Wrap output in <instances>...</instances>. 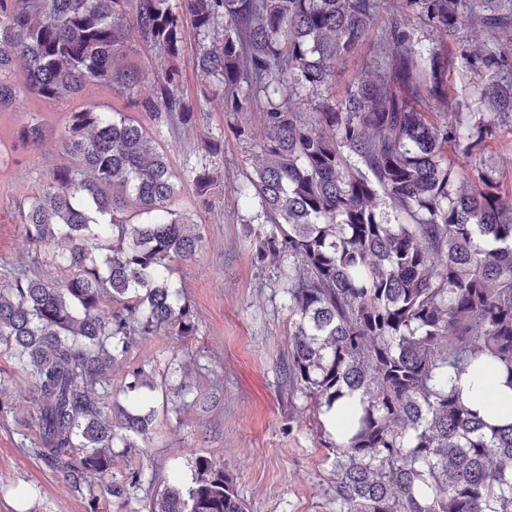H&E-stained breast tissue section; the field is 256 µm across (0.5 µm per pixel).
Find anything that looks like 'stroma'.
<instances>
[{
    "mask_svg": "<svg viewBox=\"0 0 512 512\" xmlns=\"http://www.w3.org/2000/svg\"><path fill=\"white\" fill-rule=\"evenodd\" d=\"M381 28L373 24L367 45L338 62L329 90L305 96L301 111H314L326 96H344ZM125 62L141 76L127 96L94 84L77 100L37 101L23 92L10 110L0 112V154L7 159L0 168V268L30 266L35 255L18 205L64 163L58 138L65 114L116 109L140 117L137 101L153 92L160 60L154 50L137 45ZM26 112L49 119L46 145L28 146L19 139L20 116ZM154 136L180 191L174 207L190 215L204 238L194 259L171 264V280L183 290L197 333L133 335L128 351L112 366L113 402L126 407L139 398L141 412H153L154 420L137 449H115L111 471L93 481L100 494L92 505L30 453L35 439L27 425L31 382L0 343V512H146L158 491L192 484L200 457L223 463L249 512H336L335 457L303 414L305 397L288 382L295 327L276 287L279 267L254 262L245 222L255 207L238 199L230 184L250 170L263 127L253 118L247 133L237 135L232 114L212 102L203 104L192 127L176 133L163 127ZM211 140L222 143V154L208 153L205 145ZM201 168L219 180L203 198L196 196L190 179L191 171ZM139 371L143 384L128 393ZM135 472L141 475L136 484L131 481ZM111 483L125 486V497L103 495Z\"/></svg>",
    "mask_w": 512,
    "mask_h": 512,
    "instance_id": "35a3bbf8",
    "label": "stroma"
}]
</instances>
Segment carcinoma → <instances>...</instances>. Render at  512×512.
Here are the masks:
<instances>
[{"instance_id":"carcinoma-1","label":"carcinoma","mask_w":512,"mask_h":512,"mask_svg":"<svg viewBox=\"0 0 512 512\" xmlns=\"http://www.w3.org/2000/svg\"><path fill=\"white\" fill-rule=\"evenodd\" d=\"M387 0H0V110L7 76L43 101L77 98L90 83L126 95L135 69L118 64L137 39L164 58L157 91L138 102L158 126L184 129L199 106L185 95L187 36L202 48L222 110L256 107L265 137L247 183L257 200L259 262H279L277 287L296 316L288 378L336 456L338 512H512V424L490 426L452 374H506L512 388V183L483 165L512 124V0H401L433 33L461 44L468 97L448 107L453 64L388 20L343 98L302 112L304 92L331 85ZM69 163L23 202L27 241L52 242L59 285L32 267L0 274V342L32 383L33 455L74 491L112 469L115 441L136 448L152 414L105 411L108 370L142 334L196 324L170 279L202 237L172 209L167 154L124 112L67 113ZM21 140L42 146L48 124L29 112ZM197 194L213 177L193 171ZM122 306L107 319L103 303ZM150 512H247L224 465L195 462Z\"/></svg>"}]
</instances>
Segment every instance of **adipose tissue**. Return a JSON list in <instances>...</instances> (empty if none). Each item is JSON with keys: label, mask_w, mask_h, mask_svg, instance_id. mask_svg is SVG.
<instances>
[{"label": "adipose tissue", "mask_w": 512, "mask_h": 512, "mask_svg": "<svg viewBox=\"0 0 512 512\" xmlns=\"http://www.w3.org/2000/svg\"><path fill=\"white\" fill-rule=\"evenodd\" d=\"M464 397L473 401L486 422L493 426L512 422V388L506 386L501 375H487L472 369L454 377Z\"/></svg>", "instance_id": "ef3b65f1"}]
</instances>
